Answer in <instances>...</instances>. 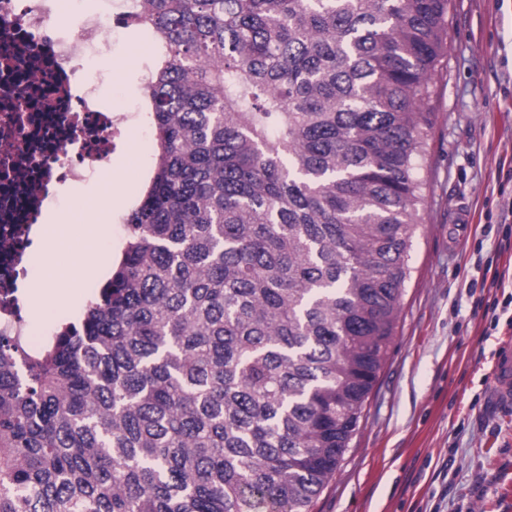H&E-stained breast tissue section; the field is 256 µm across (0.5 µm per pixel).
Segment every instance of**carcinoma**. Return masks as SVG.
Instances as JSON below:
<instances>
[{"label":"carcinoma","mask_w":512,"mask_h":512,"mask_svg":"<svg viewBox=\"0 0 512 512\" xmlns=\"http://www.w3.org/2000/svg\"><path fill=\"white\" fill-rule=\"evenodd\" d=\"M452 0H142L112 271L0 336V512H309L398 327Z\"/></svg>","instance_id":"carcinoma-1"}]
</instances>
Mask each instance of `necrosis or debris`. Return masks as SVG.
I'll use <instances>...</instances> for the list:
<instances>
[{"label": "necrosis or debris", "mask_w": 512, "mask_h": 512, "mask_svg": "<svg viewBox=\"0 0 512 512\" xmlns=\"http://www.w3.org/2000/svg\"><path fill=\"white\" fill-rule=\"evenodd\" d=\"M61 0H0V335L37 337L22 315L26 252L66 182L99 179L138 112L100 101L111 42L93 17L71 28Z\"/></svg>", "instance_id": "1"}]
</instances>
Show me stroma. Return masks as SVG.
<instances>
[{"label":"stroma","mask_w":512,"mask_h":512,"mask_svg":"<svg viewBox=\"0 0 512 512\" xmlns=\"http://www.w3.org/2000/svg\"><path fill=\"white\" fill-rule=\"evenodd\" d=\"M112 41L116 77L102 103L125 112L144 101L151 44L128 34ZM437 86L425 210L396 336L359 432L310 512H512V404L494 399L512 328H491L483 309L512 294V248L484 224L512 201L499 172L512 155V0H453L448 74ZM153 154L152 128L131 126L109 177L62 186V233L82 241L88 217L103 219L109 190L134 200ZM488 264L503 273L502 287H478ZM98 285L83 278L63 302L25 306L24 316L53 331Z\"/></svg>","instance_id":"obj_1"}]
</instances>
